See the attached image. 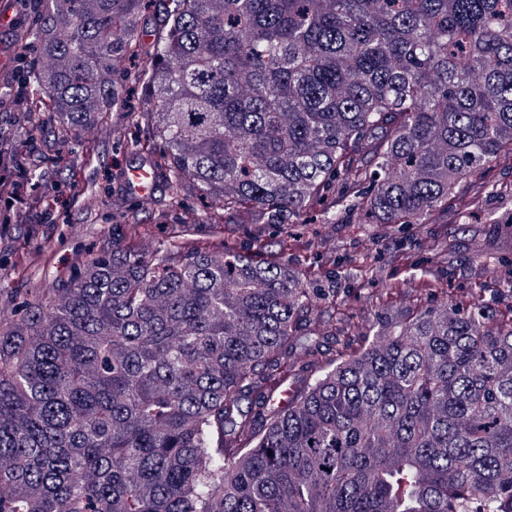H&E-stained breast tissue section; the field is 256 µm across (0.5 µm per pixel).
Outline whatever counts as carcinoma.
<instances>
[{
    "label": "carcinoma",
    "instance_id": "cac0c4a2",
    "mask_svg": "<svg viewBox=\"0 0 512 512\" xmlns=\"http://www.w3.org/2000/svg\"><path fill=\"white\" fill-rule=\"evenodd\" d=\"M42 0L59 128L148 113L176 198L293 224L325 190L425 224L512 150V0ZM122 240L0 324V512H512V323L443 303L282 397L316 303L286 264Z\"/></svg>",
    "mask_w": 512,
    "mask_h": 512
}]
</instances>
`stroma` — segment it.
Masks as SVG:
<instances>
[{"mask_svg": "<svg viewBox=\"0 0 512 512\" xmlns=\"http://www.w3.org/2000/svg\"><path fill=\"white\" fill-rule=\"evenodd\" d=\"M131 106L104 113L76 136H62L50 105L32 110V92L17 95L10 71L0 72V100L22 113L10 127L14 139L35 136L51 158L45 177H33L45 190L54 224L40 225L46 243L41 262L27 261L36 241L27 226L0 233V317L13 318L22 300L47 299L56 281L121 238L131 220L143 234L136 246L151 252L167 243L173 226L184 229L201 247L217 249L224 235L244 246L254 238L268 245V260L288 263L310 278L312 287L332 288L336 304L324 315L325 331L336 334L337 353L348 340L372 336L392 319L416 314L443 302L460 306L481 299L493 320L512 306L504 274L512 268V160L488 164L472 176L480 207L467 199L449 201L430 223L398 226L372 223L364 213L343 209L336 192H326L302 223L247 224L225 215L221 206L194 187L180 202L169 200V168L153 122L146 113L148 93L141 79L128 75ZM159 171L154 199L140 204L127 197L121 174L138 163ZM84 174L83 194L72 199L65 183L70 167ZM342 211L330 224L327 213Z\"/></svg>", "mask_w": 512, "mask_h": 512, "instance_id": "1", "label": "stroma"}]
</instances>
